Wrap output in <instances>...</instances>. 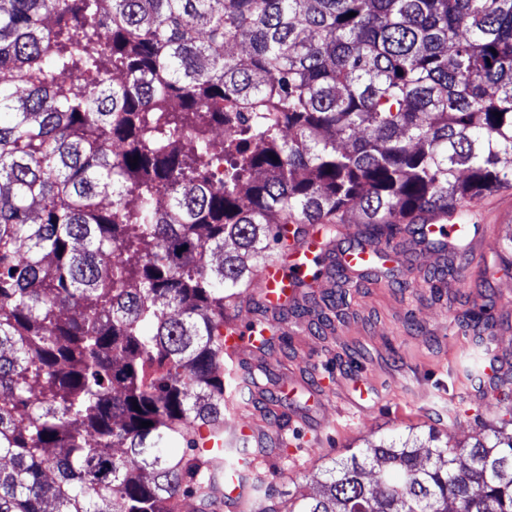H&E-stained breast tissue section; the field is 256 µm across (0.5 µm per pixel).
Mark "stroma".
Segmentation results:
<instances>
[{
  "mask_svg": "<svg viewBox=\"0 0 512 512\" xmlns=\"http://www.w3.org/2000/svg\"><path fill=\"white\" fill-rule=\"evenodd\" d=\"M511 207L512 191L483 199L469 255L409 231L375 240L373 272L310 281L266 348L244 352L243 368L274 380L239 416L268 428L263 408L275 394L288 418L282 448L261 466L274 501L313 493L328 459L366 441L432 428L468 442L512 420V272L482 256L505 244L497 216ZM439 270L447 286L435 292L428 279Z\"/></svg>",
  "mask_w": 512,
  "mask_h": 512,
  "instance_id": "obj_1",
  "label": "stroma"
}]
</instances>
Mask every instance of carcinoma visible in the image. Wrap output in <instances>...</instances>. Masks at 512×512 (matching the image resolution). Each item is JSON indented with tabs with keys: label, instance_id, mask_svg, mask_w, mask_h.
Listing matches in <instances>:
<instances>
[{
	"label": "carcinoma",
	"instance_id": "cac0c4a2",
	"mask_svg": "<svg viewBox=\"0 0 512 512\" xmlns=\"http://www.w3.org/2000/svg\"><path fill=\"white\" fill-rule=\"evenodd\" d=\"M504 187L512 0H0V512L260 489L251 439L195 433L289 225L463 229ZM239 512H512V431L382 437Z\"/></svg>",
	"mask_w": 512,
	"mask_h": 512
}]
</instances>
